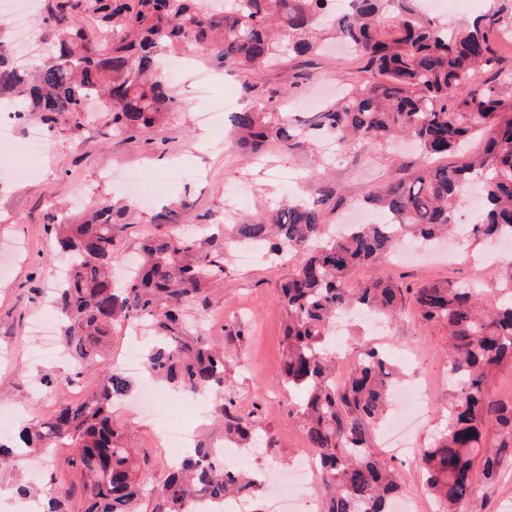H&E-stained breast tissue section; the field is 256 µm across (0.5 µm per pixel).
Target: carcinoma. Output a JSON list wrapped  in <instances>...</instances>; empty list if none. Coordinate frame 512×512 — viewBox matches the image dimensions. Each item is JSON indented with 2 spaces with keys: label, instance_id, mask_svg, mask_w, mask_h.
I'll use <instances>...</instances> for the list:
<instances>
[{
  "label": "carcinoma",
  "instance_id": "carcinoma-1",
  "mask_svg": "<svg viewBox=\"0 0 512 512\" xmlns=\"http://www.w3.org/2000/svg\"><path fill=\"white\" fill-rule=\"evenodd\" d=\"M346 2L338 12L336 0H229L217 12L206 0H44L41 20L54 52L32 68L15 62L8 22L0 20V98L10 100L20 122L37 112L50 131L62 123L81 130L96 121L84 104L103 99L111 104L112 130L134 137L180 107L160 54L188 48L218 68L229 64L251 74L293 54L321 51L328 32L351 45L360 63L356 85L319 113L318 130L344 147L409 137L419 148L413 175L394 177L364 198L387 221L357 224L341 238L323 222L327 207L338 205L323 186L313 189L312 199L287 198L202 241L175 231L181 205L163 206L152 220L174 231L141 243L120 288L113 286L112 267L123 262L116 237L133 215L128 206L100 201L73 218L50 215L69 266L52 306L64 319L76 371L45 373L40 382L62 389L81 382L89 391L35 424L20 421L16 440L0 441L1 469L12 465L18 448L35 455L68 448L63 463L84 479L80 512H194L202 498L259 501L260 474L225 464L205 438L167 466L162 484L149 487L148 456L127 445L112 421V406L130 396L132 381L104 361L109 337L131 324L148 328V375L179 396H216L214 421L224 442L250 447L257 416L240 412L227 392L225 363L226 347L244 341L246 329L232 323L224 340L210 341L183 317L188 307L208 310L211 288L224 281L225 256L235 244L295 263L277 290L288 324L275 378L298 396L289 413L301 420L319 461L322 512H392L391 501L406 490L402 472L373 442L390 405L395 365L385 351L363 343L358 366L338 384L330 337L340 318H395L408 300L422 323L448 326V371L455 381L448 425L419 450L424 484L439 512H462L480 486L512 468V399L493 393L498 373L512 368V263L499 269L502 288L493 310L474 283L404 288L373 276L361 288L348 287L357 269L392 253L398 236L409 233L430 245L452 233L461 195L474 177L485 208L471 234L512 237V99L506 96L512 70L497 68L494 39L512 25L494 9L449 29L424 12L420 0ZM76 16L94 19L107 38L73 26ZM492 70L495 80H481ZM231 123L249 159L271 141L288 147L311 136L261 103L232 113ZM473 138L483 150L469 162L438 163ZM35 494L39 512H73L52 473Z\"/></svg>",
  "mask_w": 512,
  "mask_h": 512
}]
</instances>
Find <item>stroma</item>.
Segmentation results:
<instances>
[{"instance_id":"1","label":"stroma","mask_w":512,"mask_h":512,"mask_svg":"<svg viewBox=\"0 0 512 512\" xmlns=\"http://www.w3.org/2000/svg\"><path fill=\"white\" fill-rule=\"evenodd\" d=\"M356 64V56L337 45L323 55L294 57L285 65L261 69L254 77L259 88L252 98L243 93V76L219 71L215 77L237 108L269 101L282 115L310 122L344 93ZM175 84L183 110L168 122L133 138L112 132L104 115L76 134L52 132L55 149L40 161L42 174L37 180L0 178V416L18 414L37 421L65 398L59 389L38 386L36 379L43 373L70 371L66 356L39 359L31 352V324L49 309L52 273L60 264L48 219L51 210L72 207L77 196L86 205L125 198L119 181L136 172L157 188L160 202H185L180 231L202 235L210 225L223 223L227 210L249 214L274 208L293 189H305L315 173L337 196L352 203L392 176L415 170L418 157L410 146L378 143L338 151L322 168L318 149L304 139L287 148L268 144L261 162H248L233 144L229 122L198 124L200 99L191 76L181 73ZM293 269L290 261L246 264L238 253H231L224 282L199 322L200 331L216 340L223 339L225 324L238 320L249 327L247 341L231 352L227 362L233 392L247 397L241 410L266 407V393L277 392L274 374L287 317L276 302V290ZM373 272L412 288L430 281L473 279L465 257L451 263L437 259L398 266L387 256L370 270L355 272L350 287H362ZM380 342L396 356L407 349L417 351L418 360L400 366L401 382L410 383L419 373L431 379L429 399L413 435L414 448L428 446L448 423L447 331L424 325L409 305ZM277 394V405L266 408L260 421L262 433L277 441L258 462L261 470L269 464L288 468L304 447L302 425L288 412L291 397ZM112 417L115 426L128 429L134 445L148 454L155 478H162L166 463L153 446L154 423L119 410Z\"/></svg>"}]
</instances>
